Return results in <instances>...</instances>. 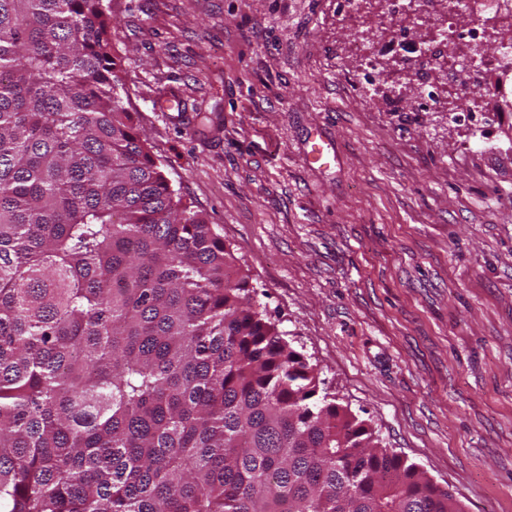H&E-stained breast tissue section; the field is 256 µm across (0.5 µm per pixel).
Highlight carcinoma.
I'll list each match as a JSON object with an SVG mask.
<instances>
[{
	"instance_id": "1",
	"label": "carcinoma",
	"mask_w": 512,
	"mask_h": 512,
	"mask_svg": "<svg viewBox=\"0 0 512 512\" xmlns=\"http://www.w3.org/2000/svg\"><path fill=\"white\" fill-rule=\"evenodd\" d=\"M104 0H0V512H465L251 302Z\"/></svg>"
}]
</instances>
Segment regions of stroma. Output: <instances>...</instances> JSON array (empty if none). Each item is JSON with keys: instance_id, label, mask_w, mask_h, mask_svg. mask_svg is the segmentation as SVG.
I'll use <instances>...</instances> for the list:
<instances>
[{"instance_id": "stroma-1", "label": "stroma", "mask_w": 512, "mask_h": 512, "mask_svg": "<svg viewBox=\"0 0 512 512\" xmlns=\"http://www.w3.org/2000/svg\"><path fill=\"white\" fill-rule=\"evenodd\" d=\"M106 3L123 104L253 300L382 447L512 512V112L366 92L367 58L426 35L385 0Z\"/></svg>"}]
</instances>
